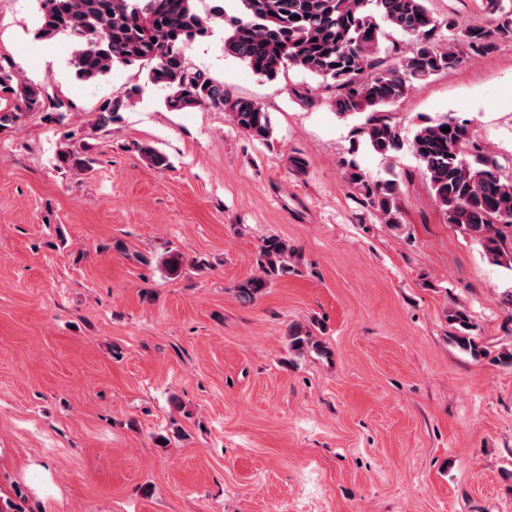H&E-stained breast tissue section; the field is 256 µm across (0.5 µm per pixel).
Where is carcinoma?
I'll return each mask as SVG.
<instances>
[{
	"instance_id": "1",
	"label": "carcinoma",
	"mask_w": 512,
	"mask_h": 512,
	"mask_svg": "<svg viewBox=\"0 0 512 512\" xmlns=\"http://www.w3.org/2000/svg\"><path fill=\"white\" fill-rule=\"evenodd\" d=\"M244 17L231 23L224 52L244 61L254 73L272 81L288 69L319 77L334 89L336 111L365 113L362 127L370 146L385 158L409 147L429 180L448 223L477 241L488 260L500 265L507 258L506 241L512 240V175L502 173L496 159L483 152L466 124L443 116L420 127L408 138L391 124L383 109L402 99L415 83L460 65L468 53H488L498 41L512 39V10L504 0H483L485 12L494 17L487 29L465 21L448 20L455 31L453 46L439 50L433 35L439 19L428 0H241ZM375 6L393 31L409 38L413 47L388 59L380 55L386 33L370 6ZM224 17V8L203 16L194 0H40L38 36L69 38L76 50L70 64L83 81L96 80L118 67L147 69L146 81L166 92L171 111L199 107L220 109L231 121L258 140L271 137L269 114L249 99L233 95L204 69L188 66L184 47L205 37L212 18ZM139 88H131L103 101L92 113L91 126L106 132L132 105ZM0 131L17 123L27 112H53L65 119L70 106L51 99L45 87L26 79L9 58L0 59ZM450 131L444 132L442 128ZM141 153L157 169L169 166L168 158L145 146ZM60 168L89 171L95 164L90 149H59ZM349 185L376 209L384 223L399 227V190L394 179L373 181L352 166ZM294 249L279 237L261 247V275L239 283L237 299L256 301L277 276L288 272ZM449 320L457 325L454 340L473 355L480 353L467 315L455 310ZM288 346L302 353L321 351L307 327L288 329Z\"/></svg>"
}]
</instances>
